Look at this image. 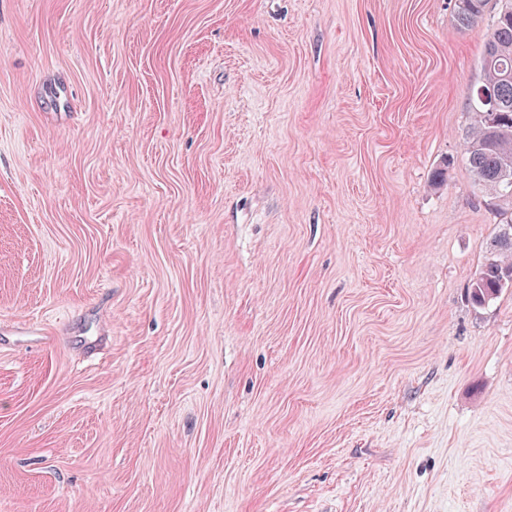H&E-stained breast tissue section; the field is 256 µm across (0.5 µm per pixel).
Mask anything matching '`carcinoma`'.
<instances>
[{
  "label": "carcinoma",
  "instance_id": "carcinoma-1",
  "mask_svg": "<svg viewBox=\"0 0 512 512\" xmlns=\"http://www.w3.org/2000/svg\"><path fill=\"white\" fill-rule=\"evenodd\" d=\"M501 3L480 61L481 78L470 98L471 123L463 147L474 177L491 193L512 199V181L503 176L512 163V0H455L458 25L483 18L490 3ZM496 113L488 122L487 113ZM499 226L488 256L468 286L472 305L482 308L512 288V231Z\"/></svg>",
  "mask_w": 512,
  "mask_h": 512
}]
</instances>
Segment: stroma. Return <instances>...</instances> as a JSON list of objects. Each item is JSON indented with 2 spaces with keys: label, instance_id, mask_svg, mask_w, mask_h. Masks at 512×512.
Wrapping results in <instances>:
<instances>
[{
  "label": "stroma",
  "instance_id": "obj_1",
  "mask_svg": "<svg viewBox=\"0 0 512 512\" xmlns=\"http://www.w3.org/2000/svg\"><path fill=\"white\" fill-rule=\"evenodd\" d=\"M454 2L0 0V512H512Z\"/></svg>",
  "mask_w": 512,
  "mask_h": 512
}]
</instances>
